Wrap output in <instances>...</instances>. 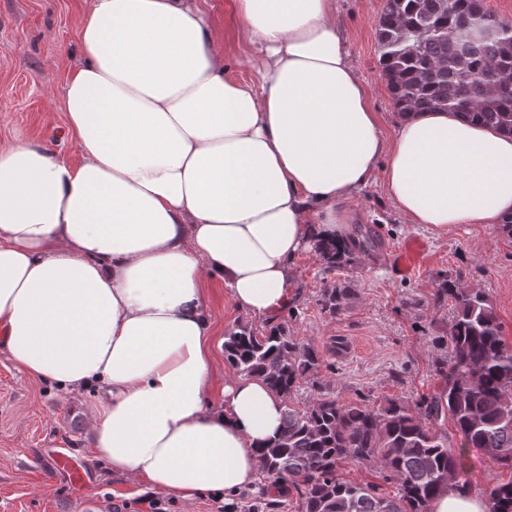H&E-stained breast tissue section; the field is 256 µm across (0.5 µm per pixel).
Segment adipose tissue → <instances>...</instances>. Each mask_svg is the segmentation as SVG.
I'll use <instances>...</instances> for the list:
<instances>
[{"label": "adipose tissue", "instance_id": "1", "mask_svg": "<svg viewBox=\"0 0 512 512\" xmlns=\"http://www.w3.org/2000/svg\"><path fill=\"white\" fill-rule=\"evenodd\" d=\"M252 80L199 0H89L62 107L80 158L0 149V350L19 371L95 388L97 457L185 503L254 484L285 405L213 368L205 285L255 318L285 310L314 235L349 240L382 178L412 224L498 228L512 135L450 112L385 135L335 0H235ZM429 512H488L452 479Z\"/></svg>", "mask_w": 512, "mask_h": 512}]
</instances>
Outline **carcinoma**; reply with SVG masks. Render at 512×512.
<instances>
[{"label":"carcinoma","mask_w":512,"mask_h":512,"mask_svg":"<svg viewBox=\"0 0 512 512\" xmlns=\"http://www.w3.org/2000/svg\"><path fill=\"white\" fill-rule=\"evenodd\" d=\"M479 19L507 22L484 0H387L377 28L379 63L398 113L446 111L512 133V34L482 43L461 42L456 29ZM358 246L320 239L316 250L331 266L356 250L379 247L371 227L358 230ZM351 289H323V310H344ZM451 297L456 315L449 335L435 345L449 350L437 361L444 385L413 410L396 400L369 408L323 396L309 407H292L302 382L325 358L313 343L280 326L257 335L239 325L225 336L224 352L242 376L259 377L285 404L282 432L263 452L267 478L295 490L302 512H427L448 477L463 472V450L477 448L493 464L512 468V348L500 334L486 295L445 281L436 300ZM450 419L455 432L437 429ZM374 463L398 483L389 499L370 483L338 475L340 463ZM489 512H512V482L487 492Z\"/></svg>","instance_id":"carcinoma-1"}]
</instances>
